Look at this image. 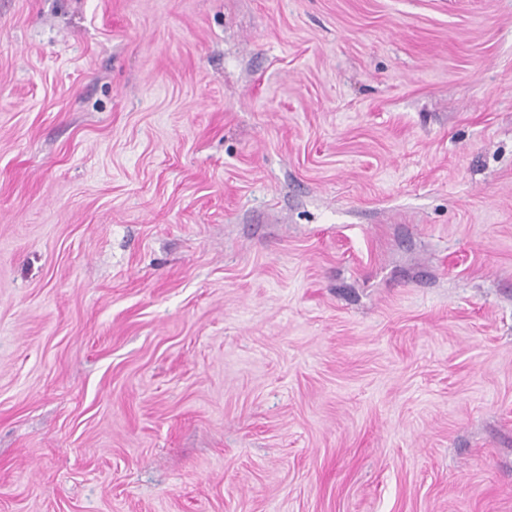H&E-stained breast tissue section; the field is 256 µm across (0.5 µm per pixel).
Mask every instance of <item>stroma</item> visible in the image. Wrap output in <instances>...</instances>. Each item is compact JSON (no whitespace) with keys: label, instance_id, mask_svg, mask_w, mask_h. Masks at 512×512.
Instances as JSON below:
<instances>
[{"label":"stroma","instance_id":"35a3bbf8","mask_svg":"<svg viewBox=\"0 0 512 512\" xmlns=\"http://www.w3.org/2000/svg\"><path fill=\"white\" fill-rule=\"evenodd\" d=\"M0 512H512V0H0Z\"/></svg>","mask_w":512,"mask_h":512}]
</instances>
